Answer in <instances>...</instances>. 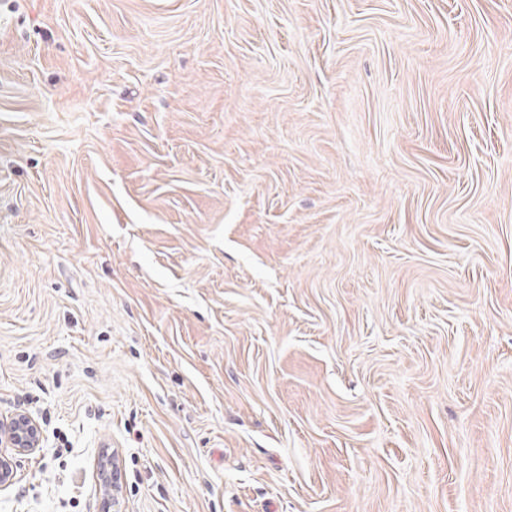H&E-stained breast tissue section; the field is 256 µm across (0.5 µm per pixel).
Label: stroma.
Returning <instances> with one entry per match:
<instances>
[{
	"instance_id": "35a3bbf8",
	"label": "stroma",
	"mask_w": 512,
	"mask_h": 512,
	"mask_svg": "<svg viewBox=\"0 0 512 512\" xmlns=\"http://www.w3.org/2000/svg\"><path fill=\"white\" fill-rule=\"evenodd\" d=\"M0 512H512V0H0ZM11 419L6 423L9 426L11 422L10 430L0 444L3 448H11L14 453L7 454V449H0V490L12 485L16 477L13 455L35 452L41 448L44 439L40 426L31 416L23 414ZM97 479L99 486L104 489L106 500L104 512H120L121 504L117 492L118 470L112 453L103 450L98 457Z\"/></svg>"
}]
</instances>
